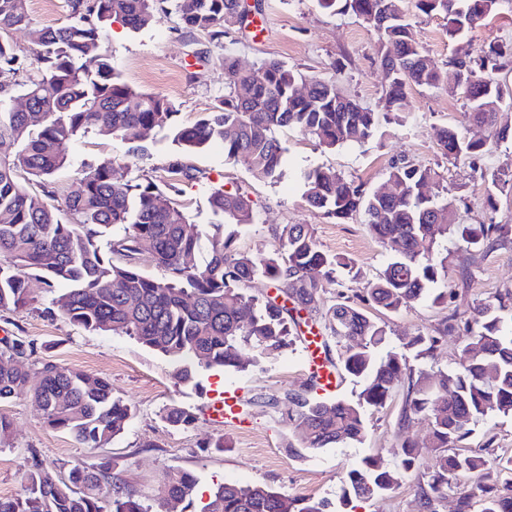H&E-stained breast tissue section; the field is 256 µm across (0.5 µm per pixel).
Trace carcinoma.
I'll return each mask as SVG.
<instances>
[{
  "mask_svg": "<svg viewBox=\"0 0 512 512\" xmlns=\"http://www.w3.org/2000/svg\"><path fill=\"white\" fill-rule=\"evenodd\" d=\"M317 3L334 15L361 17L376 31L380 63L389 76L378 109L345 96L337 81L307 77L284 61L266 59L244 69L226 55L224 96L205 117L178 125L168 98L130 87L115 72L111 55L100 49L103 29L115 20L131 30L150 26L158 0H71L69 23L35 30L37 49L29 63L8 39L11 30L31 25L23 0H0V310L18 311L29 304L28 288L16 269H30L47 287L64 286V293L52 300L51 313L88 331L135 337L170 358L183 384L197 383L202 370L241 371L249 365L248 352L280 351L300 337L302 325L317 321L315 295L336 283L337 273H354V261L323 251L308 224L280 227L282 253L236 249L234 235H224V225L246 226L256 218L252 201L238 188L211 190L216 230L210 238V260L197 267L186 259L202 231L171 198L180 192L174 178L160 185L120 182L107 159L84 168L81 191L57 206L16 180L21 169L50 181L67 164L80 133L96 131L134 143L166 125L172 142L183 150L221 141L226 160L243 165L258 179L275 180L283 174L286 153L276 131L295 129L327 148L361 143L402 111L406 88L444 83L415 38L400 0ZM498 5L499 0H417L422 14L444 16L452 39L486 20ZM176 12L183 28L206 32L219 43L228 18L243 16L246 4L177 0ZM507 56V48L490 44L475 57L464 53L450 60L463 80L449 92L461 91L467 121L490 127L497 141L512 134L511 124L498 122L500 111L512 107V93L497 78ZM29 64L36 73L21 88L22 97L41 113L36 128L29 113L15 110L11 95V80ZM438 145L454 160L488 151L486 142L469 139L459 127L442 129ZM435 177L427 167L395 163L388 172L393 193L387 196L318 167L301 175L309 207L336 220L363 213L371 235L392 251L367 288L368 300L388 311L429 297L434 303L444 299L433 289L448 272L440 240L451 236L468 249L487 248L512 235L506 224L451 223L453 202L426 191ZM115 228L121 233L112 237L105 254L97 240ZM143 254L151 255L161 276L142 271ZM256 280L273 285L275 295L249 294ZM506 311L512 312L511 290L480 301L467 318L449 315L434 334L413 337L406 346L417 349L422 359L434 357L443 336L462 331L468 337L458 368L425 371L413 368L400 352H381L388 324L339 293L324 315L325 328L339 347L338 360L326 362L357 379L360 391L353 400L318 396L322 385L314 373L313 396L288 393L272 405L281 408L301 448L317 451L361 443L367 410L383 407L405 377L408 388L399 424L428 420L431 447L437 451L427 487L421 489L424 507L447 492L453 476L465 474L473 483L459 493L457 512H471L476 503L480 512H512V494H502L499 481L491 479L489 461L455 451L471 426L488 414L512 416V325L504 321ZM351 337L358 339L353 347L344 343ZM32 352L34 345L20 338L0 345V405L27 389L29 375L18 370L17 362ZM36 378L32 393L45 423L88 448L107 446L133 417L132 406L113 395L112 384L104 378L51 362L42 364ZM163 419L172 427L188 428L196 415L172 405ZM418 464L419 450L409 440L401 444L391 466L376 457L363 458L347 473L339 497L341 512H355V502L388 494ZM62 469L32 457L22 473L20 492L0 499V512H166L161 498L150 504L141 500L107 459L75 465L64 477ZM164 484L168 497L183 504L182 512H327L328 507L325 500L291 498L264 484L221 483L203 500L197 493L198 478L186 471L166 472Z\"/></svg>",
  "mask_w": 512,
  "mask_h": 512,
  "instance_id": "carcinoma-1",
  "label": "carcinoma"
}]
</instances>
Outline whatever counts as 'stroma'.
Listing matches in <instances>:
<instances>
[{"label": "stroma", "mask_w": 512, "mask_h": 512, "mask_svg": "<svg viewBox=\"0 0 512 512\" xmlns=\"http://www.w3.org/2000/svg\"><path fill=\"white\" fill-rule=\"evenodd\" d=\"M415 3L403 0V7L431 62L445 76H452L449 61L458 52L475 54L493 43L512 47V0H503L494 16L460 41L449 39L443 16L421 15ZM25 6L33 28L59 26L70 18L69 0H25ZM33 28H17L9 34L17 54L26 59L32 58L36 48ZM101 45L128 85L171 100L180 123L194 122L223 95V62L228 56L245 68L265 59H280L305 75L337 80L346 95L370 109L377 107L388 86L373 28L351 13L329 14L316 0H262L252 26L230 27L218 43L207 34L184 29L178 15L169 11L139 31L112 22ZM464 113L461 95L449 93L446 87H412L406 91L401 121L383 125L362 144L328 150L298 131L280 130L277 136L287 149V161L282 176L274 181L257 179L244 166L227 161L218 144L195 153L182 152L165 127L132 144L91 132L77 137L68 167L52 180L53 189L56 200L64 201L80 188L79 170L107 158L113 160L118 180L142 184L166 178L168 165L180 161L189 175L179 183L177 200L189 222L204 232L190 263L202 267L211 256L212 188H242L255 203L257 221L224 226V233L234 234L238 249L274 251L279 246L273 234L277 225L308 224L323 250L354 260L357 278L344 280L339 287L325 286L317 294L315 305L324 311L340 290L355 302H363L369 282L383 270L390 253L372 237L363 215L339 223L311 209L297 180L301 171L330 169L372 192L387 186L391 164L409 161L437 172L435 188L447 191L453 199L455 223L512 225V188H501L493 195L488 192L490 174L512 175V140L493 143L488 153L457 163L448 161L438 146L437 133L445 127L461 126L471 139L490 140V128L467 123ZM490 195L495 198L491 204L486 201ZM443 247L448 251V274L437 284L446 295L443 303L423 300L393 313L369 306L374 318L387 322L392 346H401L416 333L434 331L449 314L469 316L479 300L512 290V242L468 251L451 238ZM21 275L28 284L31 304L16 312L0 311V339L18 336L36 347L33 355L21 359V369L32 375L42 363L53 362L106 378L113 394L131 404L134 416L107 447L88 448L68 433L47 426L31 392L17 395L0 407L13 421L8 444L0 445V496L19 493L21 474L32 458L72 466L104 457L145 496H159L165 472L178 469L195 474L205 488L217 481L266 484L291 497L334 503L347 470L360 458L374 455L392 463L398 446L409 439L420 452L417 469L405 474L388 495L363 503L358 512H422L420 486L428 479L435 451L430 447L427 420L399 423L406 383L397 384L384 408L368 411L363 442L298 453L288 446L289 427L273 402L288 393L307 392L311 373L304 362L303 341L257 358L242 371L219 377L200 372L197 385H185L178 381L169 358L133 338L98 334L49 316L54 291L31 270H22ZM226 389L240 390L243 395L247 418L240 424L224 423L212 412V391ZM174 404L196 414L193 427L176 428L163 420L164 409ZM219 438L223 447H214ZM460 448L492 461L512 457V416L489 415L474 426Z\"/></svg>", "instance_id": "obj_1"}]
</instances>
